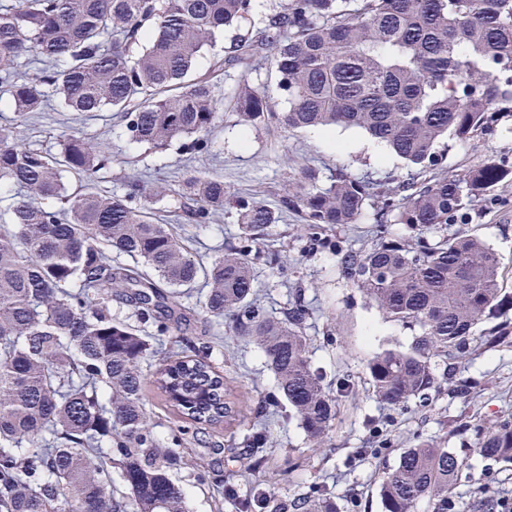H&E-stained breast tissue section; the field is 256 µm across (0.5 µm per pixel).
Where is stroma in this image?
I'll list each match as a JSON object with an SVG mask.
<instances>
[{"mask_svg": "<svg viewBox=\"0 0 512 512\" xmlns=\"http://www.w3.org/2000/svg\"><path fill=\"white\" fill-rule=\"evenodd\" d=\"M277 75L269 63L257 67L229 69L215 80V94L224 102L223 117L211 136L207 149L192 150L175 141L168 150L154 152L130 142L123 123L111 112L88 116L62 111L56 100L47 101L43 111L19 123L17 132L25 142L47 150H58L71 134H84L106 141L111 149L112 191H121L125 181L141 179L150 183L178 185L188 170L217 172L238 195L254 198L277 209L285 185L298 179L304 168L318 171L322 181L344 173L353 178L373 176L402 180L427 176L460 174L489 160L512 166V103L501 105L498 133L476 132L465 145L450 144L442 149L436 166L420 171L407 166L384 144L356 128L338 127L328 131L304 129L285 131L276 122L254 127L240 124L233 109L243 88L264 89L277 94ZM493 203L477 202L468 228L494 249L501 261L502 286L512 289V181L492 191ZM303 222L299 212L285 211L269 238L271 250L280 255L277 267L257 266L258 299L269 312H279L292 289H301L312 300L316 329L312 331L311 361L319 368L328 388L346 378L350 389L337 402V416L324 448L309 462L289 463L293 450L308 442L296 418L290 417L281 402H274L276 383L262 354L254 346L232 335L227 322L209 317L201 303L203 288H196L186 304L193 315L188 337L198 341L200 331L210 328L221 339L212 360L224 374L233 399L245 423L262 419L269 432L267 462L263 469L268 487L277 495L291 496L314 484H324L339 505L356 495L359 512H381L380 483L383 471L394 466L400 453L422 440L432 439L453 449L466 461L453 490L455 512H469L473 484H487L500 495L512 496V463L479 456L476 435L467 440L454 437L449 420L471 422L489 429L512 418V347L500 351L477 352L459 370L462 377L479 379L481 390L467 402L441 396L432 407L394 410L375 401L364 365L385 342L409 343L412 332L400 323L386 320L357 289L338 276L336 257L328 251L305 252L299 236ZM180 224V223H179ZM194 253L213 257L233 244L240 230L234 210L210 224L182 223L178 229ZM388 420L392 427L390 444L378 456L365 458L354 470L343 461L355 449L368 445L366 420ZM239 430L231 425L213 428L205 436L211 452L205 481H197L189 471L176 475L183 486L189 512H232L223 498V485L240 469L239 459L227 448L237 442Z\"/></svg>", "mask_w": 512, "mask_h": 512, "instance_id": "35a3bbf8", "label": "stroma"}]
</instances>
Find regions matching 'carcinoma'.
I'll list each match as a JSON object with an SVG mask.
<instances>
[{
    "label": "carcinoma",
    "instance_id": "1",
    "mask_svg": "<svg viewBox=\"0 0 512 512\" xmlns=\"http://www.w3.org/2000/svg\"><path fill=\"white\" fill-rule=\"evenodd\" d=\"M254 0H19L0 3V89L16 120L53 95L69 112H115L130 141L165 150L176 139L208 147L223 106L209 77L190 78L202 51L240 26ZM268 49L283 110L266 90L248 89L234 108L250 127L276 117L286 131L359 128L407 164L424 168L448 138L466 144L494 130L495 108L512 101V0H286L261 26L233 37L214 72L259 61ZM111 155L73 134L56 154L0 125V187L14 191L10 223L0 225V512H188L174 474L205 469L158 438L143 400L152 383L194 430L217 428L239 412L211 360V346L179 351L191 324L185 291L207 288L204 308L254 343L280 398L313 446L325 444L337 396L310 360L313 311L296 291L274 316L253 302L255 268L279 212L224 186V176L193 170L178 187L133 179L123 193L95 182ZM512 180V168L486 161L462 175L391 186L340 175L326 185L312 169L288 184L283 207L298 209L313 245L336 256L338 273L385 318L415 331L365 364L375 400L393 409L427 406L442 393L467 401L478 383L456 378L478 349L512 347V293L500 260L456 224L470 203ZM177 196L182 214L207 224L236 210L239 244L209 260L189 252L170 224L153 222L149 200ZM375 209L376 243L357 249L336 230ZM401 224L402 235L389 225ZM145 324L177 335L156 367L147 337L112 317V302ZM503 321L474 344L482 320ZM388 427L371 430L377 454ZM251 471L265 463L267 433L242 435ZM486 459L512 462V420L477 443ZM464 466L451 449L423 440L383 473L382 512H453L449 493ZM225 494L237 512H340L326 489L281 500L252 485ZM470 512H512V500L480 487Z\"/></svg>",
    "mask_w": 512,
    "mask_h": 512
}]
</instances>
